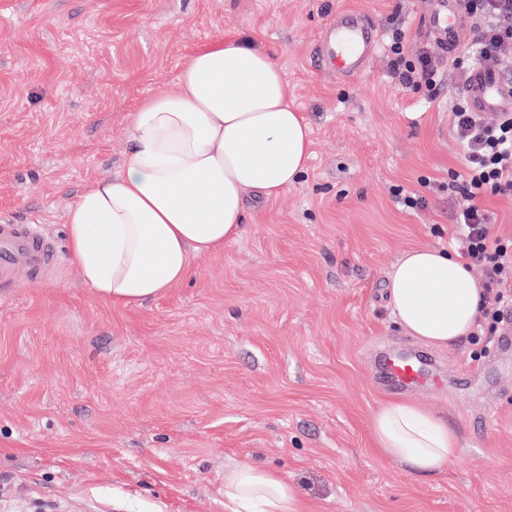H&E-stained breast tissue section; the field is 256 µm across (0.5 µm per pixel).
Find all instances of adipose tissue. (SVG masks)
<instances>
[{"label":"adipose tissue","mask_w":512,"mask_h":512,"mask_svg":"<svg viewBox=\"0 0 512 512\" xmlns=\"http://www.w3.org/2000/svg\"><path fill=\"white\" fill-rule=\"evenodd\" d=\"M123 172L68 208L72 260L103 299L144 304L184 282L195 258L223 251L244 230L247 196L274 200L305 173L311 128L289 103L274 54L238 36L195 51L174 85L131 116ZM404 330L448 348L473 333L485 296L467 264L433 248L405 251L387 282ZM377 448L410 472L439 475L460 452L447 423L411 401L372 415ZM227 512H299L277 473H224Z\"/></svg>","instance_id":"1"}]
</instances>
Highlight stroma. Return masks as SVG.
Here are the masks:
<instances>
[{
  "instance_id": "stroma-1",
  "label": "stroma",
  "mask_w": 512,
  "mask_h": 512,
  "mask_svg": "<svg viewBox=\"0 0 512 512\" xmlns=\"http://www.w3.org/2000/svg\"><path fill=\"white\" fill-rule=\"evenodd\" d=\"M429 2L0 0V219L36 225L59 258L0 288V512H225L237 465L285 477L301 512H512V355L497 337L423 348L435 389L379 382L378 351L420 346L391 312L393 264L460 250L432 187L464 167L461 83L446 72L432 99L403 87L383 47L356 80L314 58L337 10L355 8L380 37L399 27L409 52L448 59ZM229 33L275 52L312 130L309 167L280 198L251 197L242 236L165 296L102 301L71 259L68 206L121 173L142 101ZM396 185L426 206L403 209ZM400 396L458 434L444 474L376 447L371 415Z\"/></svg>"
}]
</instances>
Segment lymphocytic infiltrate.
Masks as SVG:
<instances>
[{"label":"lymphocytic infiltrate","mask_w":512,"mask_h":512,"mask_svg":"<svg viewBox=\"0 0 512 512\" xmlns=\"http://www.w3.org/2000/svg\"><path fill=\"white\" fill-rule=\"evenodd\" d=\"M465 17L480 24L476 46L460 49L449 66L470 77L478 64L503 65L504 52L512 48V0H460ZM388 51L392 72L399 84L424 90L436 97L440 83V61L427 50L409 54L406 36L394 29ZM453 128L464 151L465 169L450 175L444 186L449 197L463 201L457 213L462 254L469 266L480 268L491 299L485 300L481 325L492 326L512 311V240L490 235V212L481 203L486 195L512 193V113H501L488 123L472 112L464 97L452 105Z\"/></svg>","instance_id":"obj_1"}]
</instances>
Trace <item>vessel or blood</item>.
I'll list each match as a JSON object with an SVG mask.
<instances>
[{"instance_id": "obj_1", "label": "vessel or blood", "mask_w": 512, "mask_h": 512, "mask_svg": "<svg viewBox=\"0 0 512 512\" xmlns=\"http://www.w3.org/2000/svg\"><path fill=\"white\" fill-rule=\"evenodd\" d=\"M425 23L443 47H454L461 40L464 23L459 0H431ZM378 44L379 33L367 14L341 11L326 27L319 52L338 76L353 78L367 70ZM464 95L470 109L482 116L512 110V82L504 80L492 64L474 70ZM57 262L54 250L33 225L0 220V288L20 274L40 272ZM380 372L396 390H409L431 381L425 363L404 354L383 359Z\"/></svg>"}]
</instances>
